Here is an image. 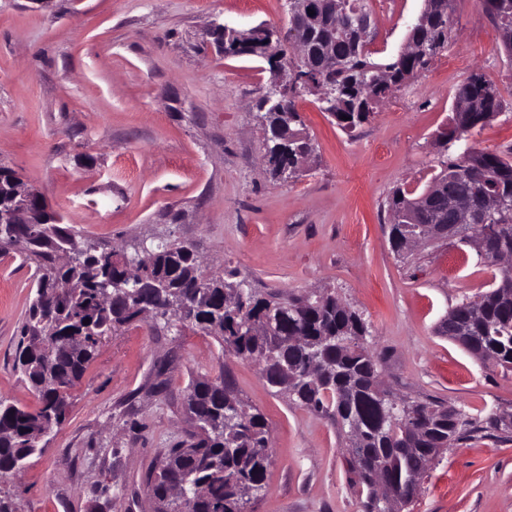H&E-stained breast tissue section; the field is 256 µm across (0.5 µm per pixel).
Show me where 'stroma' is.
Instances as JSON below:
<instances>
[{
    "mask_svg": "<svg viewBox=\"0 0 512 512\" xmlns=\"http://www.w3.org/2000/svg\"><path fill=\"white\" fill-rule=\"evenodd\" d=\"M423 0H369L372 49L385 62L406 41ZM446 55L346 134L316 96L296 98L315 152L276 181L254 118L271 79L264 59L224 57L212 21L245 30L287 26L284 0H0V164L41 192L65 223L107 247L140 239L186 243L205 275L236 270L259 295L335 291L368 326L386 388L476 417L512 411V371L483 365L442 336L449 309L490 289L496 267L461 244L398 257L387 199L423 191L455 92L476 70L503 109L467 143L512 157V58L480 0H452ZM465 56L467 69L448 59ZM34 295L32 270L0 248V397L35 406L12 369ZM229 367L240 396L270 426L273 462L253 512H363L366 492L345 464L331 415L264 383L255 364L225 363L211 336L132 325L107 337L66 422L17 477L0 484L12 512H153L145 480L181 441L191 378ZM411 512H512V436L478 434L433 460Z\"/></svg>",
    "mask_w": 512,
    "mask_h": 512,
    "instance_id": "stroma-1",
    "label": "stroma"
}]
</instances>
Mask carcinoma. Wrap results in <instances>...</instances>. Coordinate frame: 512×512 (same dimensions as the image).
I'll return each mask as SVG.
<instances>
[{
  "label": "carcinoma",
  "mask_w": 512,
  "mask_h": 512,
  "mask_svg": "<svg viewBox=\"0 0 512 512\" xmlns=\"http://www.w3.org/2000/svg\"><path fill=\"white\" fill-rule=\"evenodd\" d=\"M494 20L504 49L512 57V0H483ZM457 22L450 0H436L425 24L414 23L407 36L431 44L435 56L448 48ZM299 32L309 42L314 63L312 82L321 74V46L336 43V98L326 107L336 114V124L352 132L376 112L387 97L389 85L399 90L424 63L395 57L388 63L373 58V52L354 42L350 33L336 24L330 6L317 13L314 22L302 21ZM271 29L260 24L244 39L239 34L215 31L214 41L224 44V57H265ZM480 103L479 112H454L448 139L442 148L467 139L468 133L501 112L496 88L474 70L457 88ZM266 110L257 113L266 142L265 165L276 179L285 172L299 175L303 159L314 145L296 128L299 115L284 117L278 98L260 101ZM440 171L417 196L397 189L388 201L393 220L391 246L412 231L410 214L421 205H431L448 191L467 194L475 179L472 172L488 178L493 188L512 192V159L497 153L466 147L454 157H438ZM22 185L18 174L0 167V212L8 207L11 195ZM26 243L24 261L33 265L34 295L20 328L13 368L35 393L38 405L28 409L0 399V477L43 450L41 438L62 425L68 415L70 390L84 378L97 357L107 333L141 322L144 308L155 311V325L169 327L177 321L215 337L224 352L251 361L264 353L271 367L266 383L285 392L298 404L330 414L342 431L350 421L362 425L363 433L355 455L346 459L355 482L367 489L364 512H377L374 484L381 467L396 483L401 508L414 503L431 451L477 433L500 431L497 413L472 418L462 409L432 400L410 402L418 426V442L404 439L401 418L383 420L384 406L377 397L379 357L365 345L366 322L332 291L312 297L299 295L282 302L259 297L238 274L227 270L205 279L200 261L189 245L169 241L148 243L149 261L136 252L119 253L89 247L79 240V232L56 211L43 222L27 224L19 218L0 222V242ZM512 251V224L490 240L492 254ZM500 280L489 291L458 303L448 315L458 322L475 345L484 350L478 357L484 364L512 369V301L501 293L512 283V266L499 267ZM110 287L112 306L100 301L101 288ZM173 303L189 307L185 318H175ZM88 324H83V321ZM273 321L276 348L268 340L250 335V324ZM293 336L311 338L312 346L295 348ZM322 361L317 376L307 373L311 358ZM184 412L195 430L188 439L166 448L150 473L147 486L152 502H165L170 477H185L188 512H241L240 492L254 490L247 504L256 502L266 487L270 467L269 426L264 413L243 401L233 387L228 369L215 376L200 375L189 384Z\"/></svg>",
  "instance_id": "carcinoma-1"
}]
</instances>
